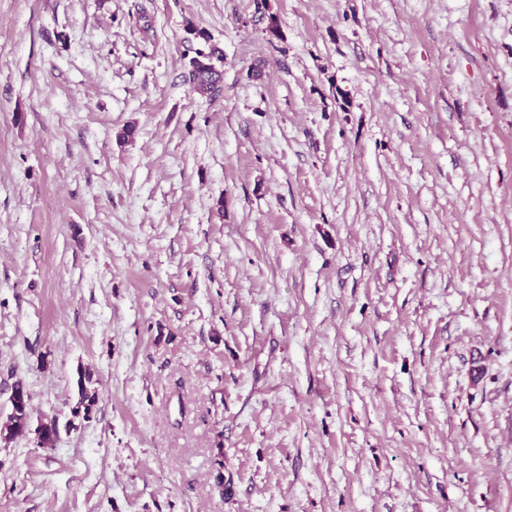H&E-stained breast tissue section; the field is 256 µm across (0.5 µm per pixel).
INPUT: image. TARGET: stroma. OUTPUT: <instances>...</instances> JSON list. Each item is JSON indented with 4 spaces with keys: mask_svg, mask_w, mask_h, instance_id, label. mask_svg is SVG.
Instances as JSON below:
<instances>
[{
    "mask_svg": "<svg viewBox=\"0 0 512 512\" xmlns=\"http://www.w3.org/2000/svg\"><path fill=\"white\" fill-rule=\"evenodd\" d=\"M19 383L0 512H512V0H0ZM210 53L196 51V57L190 61L189 83L191 88L200 94L210 92L216 85L219 76L212 64H210ZM31 395L26 387L19 383L12 394V413L7 420L0 424V436L4 439H13L23 436L29 431V406Z\"/></svg>",
    "mask_w": 512,
    "mask_h": 512,
    "instance_id": "obj_1",
    "label": "stroma"
}]
</instances>
